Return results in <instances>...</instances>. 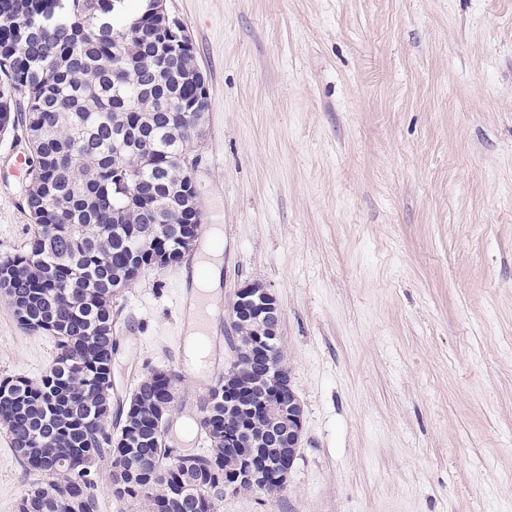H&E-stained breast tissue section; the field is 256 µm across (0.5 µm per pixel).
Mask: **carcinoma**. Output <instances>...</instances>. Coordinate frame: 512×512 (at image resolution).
Segmentation results:
<instances>
[{"label": "carcinoma", "mask_w": 512, "mask_h": 512, "mask_svg": "<svg viewBox=\"0 0 512 512\" xmlns=\"http://www.w3.org/2000/svg\"><path fill=\"white\" fill-rule=\"evenodd\" d=\"M125 2L0 0V137L20 131L28 144L24 201L36 227L0 257V293L23 327L57 347L39 380L0 381V427L18 459L47 478L19 512H97L88 459L130 461L109 483L146 512H214L235 475L220 444L194 458L162 446L152 407L169 397L170 373L142 376L117 434L100 413L117 344L112 284L128 287L159 249L177 254L181 223L194 221L154 210L183 189L200 133L170 100L200 120L207 107L195 97L202 74L179 30L150 0L133 14ZM272 377L261 367L237 375L256 393ZM203 415L202 428L223 435L224 385L209 392ZM56 461L68 472L56 474Z\"/></svg>", "instance_id": "carcinoma-1"}]
</instances>
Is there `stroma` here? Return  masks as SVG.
I'll return each instance as SVG.
<instances>
[{
	"label": "stroma",
	"instance_id": "stroma-1",
	"mask_svg": "<svg viewBox=\"0 0 512 512\" xmlns=\"http://www.w3.org/2000/svg\"><path fill=\"white\" fill-rule=\"evenodd\" d=\"M210 109L193 178L224 227L218 301L248 282L281 314L303 408L288 486L215 512H512V0H166ZM0 138V253L35 227ZM114 298L112 419L179 367L174 288ZM55 339L0 295V379ZM38 479L0 429V512Z\"/></svg>",
	"mask_w": 512,
	"mask_h": 512
}]
</instances>
